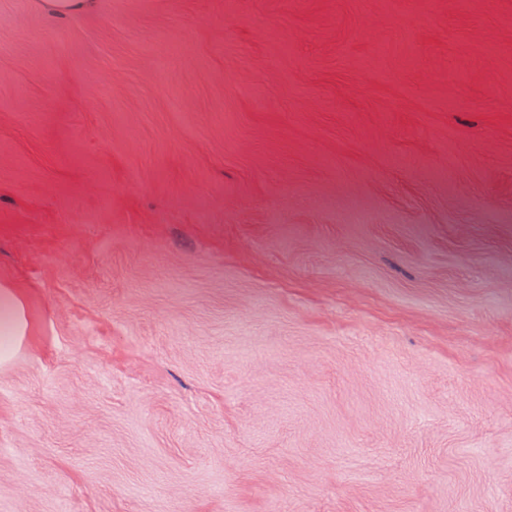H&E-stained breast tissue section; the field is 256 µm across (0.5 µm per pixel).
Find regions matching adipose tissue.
I'll return each instance as SVG.
<instances>
[{"instance_id": "1", "label": "adipose tissue", "mask_w": 512, "mask_h": 512, "mask_svg": "<svg viewBox=\"0 0 512 512\" xmlns=\"http://www.w3.org/2000/svg\"><path fill=\"white\" fill-rule=\"evenodd\" d=\"M32 324L24 291L0 281V371L6 370L29 345Z\"/></svg>"}]
</instances>
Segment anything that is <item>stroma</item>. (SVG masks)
Segmentation results:
<instances>
[{"instance_id":"35a3bbf8","label":"stroma","mask_w":512,"mask_h":512,"mask_svg":"<svg viewBox=\"0 0 512 512\" xmlns=\"http://www.w3.org/2000/svg\"><path fill=\"white\" fill-rule=\"evenodd\" d=\"M0 512H512V0H0ZM48 13L65 19L75 13H90L96 8L97 0H44ZM32 324L27 297L10 281H0V371L6 370L29 345Z\"/></svg>"}]
</instances>
